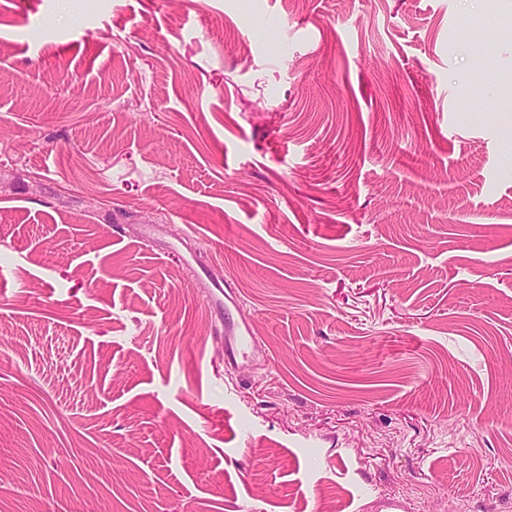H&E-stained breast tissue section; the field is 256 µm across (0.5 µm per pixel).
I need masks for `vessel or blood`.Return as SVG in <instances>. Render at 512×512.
Returning <instances> with one entry per match:
<instances>
[{"label": "vessel or blood", "instance_id": "obj_1", "mask_svg": "<svg viewBox=\"0 0 512 512\" xmlns=\"http://www.w3.org/2000/svg\"><path fill=\"white\" fill-rule=\"evenodd\" d=\"M197 280L206 290L207 303L218 316L225 363L231 365L238 359L257 355L259 348L251 325L237 317L239 303L231 283L205 273L198 274Z\"/></svg>", "mask_w": 512, "mask_h": 512}]
</instances>
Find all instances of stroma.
Returning <instances> with one entry per match:
<instances>
[{
	"label": "stroma",
	"mask_w": 512,
	"mask_h": 512,
	"mask_svg": "<svg viewBox=\"0 0 512 512\" xmlns=\"http://www.w3.org/2000/svg\"><path fill=\"white\" fill-rule=\"evenodd\" d=\"M335 497L512 512V0H0V512ZM197 281L206 288V301L218 315L219 334L224 338V363L237 364L239 358L259 354L251 325L235 317L239 303L231 283L214 279L203 269L201 274L197 273Z\"/></svg>",
	"instance_id": "stroma-1"
}]
</instances>
